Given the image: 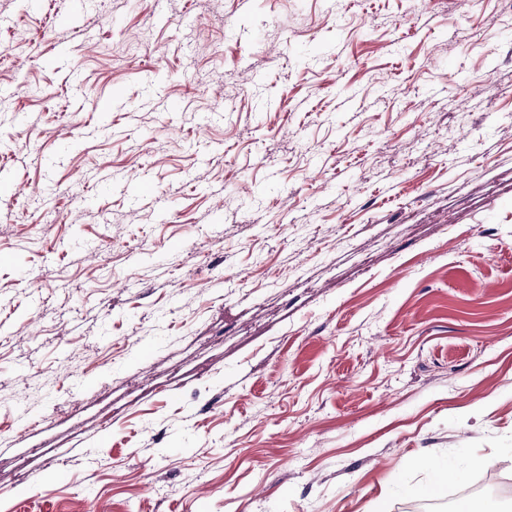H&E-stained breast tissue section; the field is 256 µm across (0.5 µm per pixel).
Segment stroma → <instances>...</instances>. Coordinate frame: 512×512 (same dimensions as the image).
<instances>
[{
  "mask_svg": "<svg viewBox=\"0 0 512 512\" xmlns=\"http://www.w3.org/2000/svg\"><path fill=\"white\" fill-rule=\"evenodd\" d=\"M490 476L501 0H0V512H408Z\"/></svg>",
  "mask_w": 512,
  "mask_h": 512,
  "instance_id": "35a3bbf8",
  "label": "stroma"
}]
</instances>
